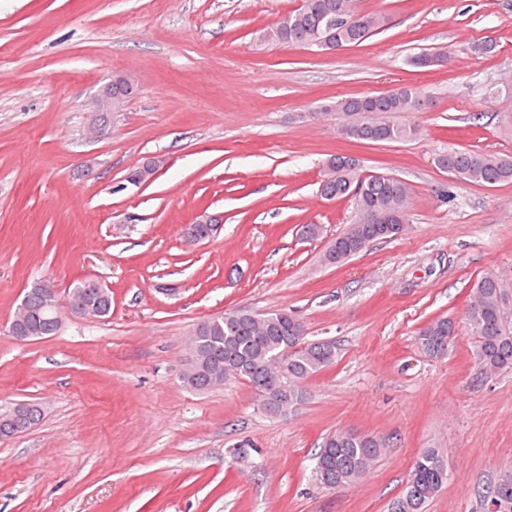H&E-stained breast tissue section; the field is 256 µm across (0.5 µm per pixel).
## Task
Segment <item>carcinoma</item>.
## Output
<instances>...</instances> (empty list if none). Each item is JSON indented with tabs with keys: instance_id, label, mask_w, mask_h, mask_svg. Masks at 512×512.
<instances>
[{
	"instance_id": "cac0c4a2",
	"label": "carcinoma",
	"mask_w": 512,
	"mask_h": 512,
	"mask_svg": "<svg viewBox=\"0 0 512 512\" xmlns=\"http://www.w3.org/2000/svg\"><path fill=\"white\" fill-rule=\"evenodd\" d=\"M384 25V17L360 12L355 0H303L301 6L260 31L263 42L292 47L316 46L324 51L361 44ZM438 53L421 52L408 58L416 68L440 64ZM426 98L412 87L391 93L348 97L336 110L355 117L340 132L358 141L394 142L410 139L417 129L386 119L394 112H419ZM449 174L477 185L512 183V156L489 151L452 149L441 155ZM320 194L327 200L350 198L358 213L324 254L329 264L344 263L374 241L399 233L410 210V188L394 177L357 174V166L343 165L325 173ZM31 313L25 324L38 336H53L60 323L39 309L40 288L29 290ZM453 321L440 317L417 331L416 343L433 359L448 352ZM466 329L477 339L476 358L487 374L512 368V278L487 273L473 286L466 311ZM304 322L292 311L275 309L255 313L241 309L197 323L194 337L196 364L189 388H215L218 373L241 379L255 390L270 393L265 411L281 415L307 399L305 383L336 363L338 347L329 339L309 340ZM385 442L375 435L336 431L323 438L315 456L314 480L325 488L357 484L381 456ZM448 485V464L435 448L422 451L403 493L390 512H425V507ZM496 499L499 512H512V472L492 487L486 499Z\"/></svg>"
}]
</instances>
